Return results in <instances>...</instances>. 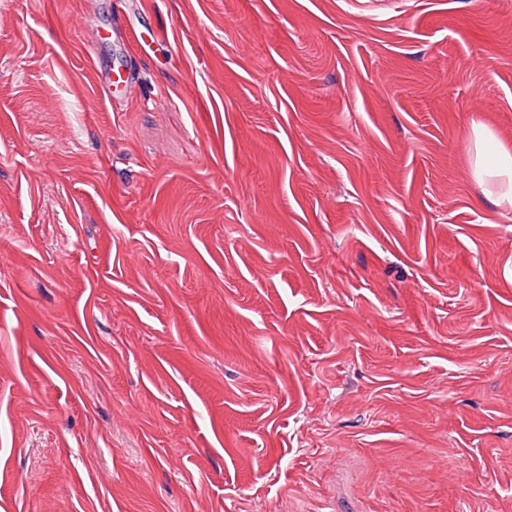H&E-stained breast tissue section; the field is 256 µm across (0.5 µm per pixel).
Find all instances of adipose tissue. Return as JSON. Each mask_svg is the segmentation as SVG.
Segmentation results:
<instances>
[{
    "mask_svg": "<svg viewBox=\"0 0 512 512\" xmlns=\"http://www.w3.org/2000/svg\"><path fill=\"white\" fill-rule=\"evenodd\" d=\"M468 150L474 180L487 186L496 205L512 210V149L504 146L480 118H472Z\"/></svg>",
    "mask_w": 512,
    "mask_h": 512,
    "instance_id": "ef3b65f1",
    "label": "adipose tissue"
}]
</instances>
